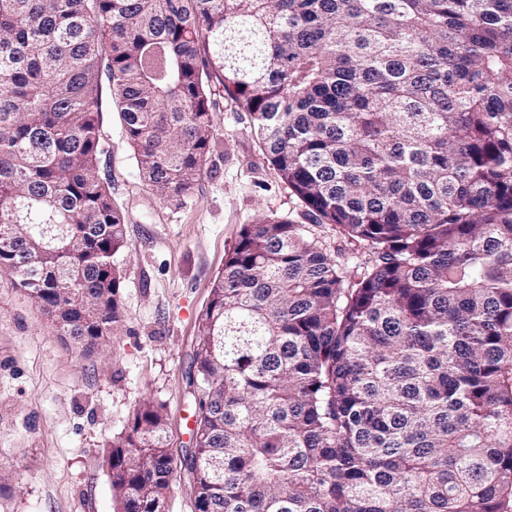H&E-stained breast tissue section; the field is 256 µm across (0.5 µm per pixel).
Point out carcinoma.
Listing matches in <instances>:
<instances>
[{
	"instance_id": "1",
	"label": "carcinoma",
	"mask_w": 512,
	"mask_h": 512,
	"mask_svg": "<svg viewBox=\"0 0 512 512\" xmlns=\"http://www.w3.org/2000/svg\"><path fill=\"white\" fill-rule=\"evenodd\" d=\"M140 175L187 197L211 84L368 259L242 226L198 323L199 433L145 401L106 451L119 512H512V0H0V274L72 346L123 320L102 78ZM167 512H195L192 476L184 469L173 482Z\"/></svg>"
}]
</instances>
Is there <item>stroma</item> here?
I'll use <instances>...</instances> for the list:
<instances>
[{
  "label": "stroma",
  "mask_w": 512,
  "mask_h": 512,
  "mask_svg": "<svg viewBox=\"0 0 512 512\" xmlns=\"http://www.w3.org/2000/svg\"><path fill=\"white\" fill-rule=\"evenodd\" d=\"M215 101L204 173L188 197L169 200L142 183L121 118L103 101L101 168L129 243L116 260L125 321L104 349L77 352L0 276V512H116L105 450L145 399L163 404L174 457L191 452L198 320L226 254L258 215L310 221L263 159L249 114L223 87Z\"/></svg>",
  "instance_id": "obj_1"
}]
</instances>
